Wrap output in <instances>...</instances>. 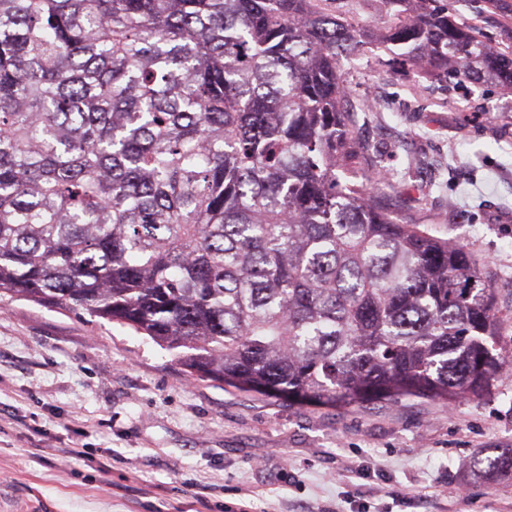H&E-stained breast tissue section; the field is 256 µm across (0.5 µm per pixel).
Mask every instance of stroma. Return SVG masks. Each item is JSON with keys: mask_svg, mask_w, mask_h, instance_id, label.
<instances>
[{"mask_svg": "<svg viewBox=\"0 0 512 512\" xmlns=\"http://www.w3.org/2000/svg\"><path fill=\"white\" fill-rule=\"evenodd\" d=\"M447 2L512 49V0ZM390 57L371 41L342 59L344 109L393 211L495 288L512 360V90ZM364 89L381 111H360ZM484 448H512V374L452 405L297 406L190 381L131 328L0 298V512H512V479L471 464Z\"/></svg>", "mask_w": 512, "mask_h": 512, "instance_id": "1", "label": "stroma"}]
</instances>
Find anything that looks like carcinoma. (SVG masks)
I'll list each match as a JSON object with an SVG mask.
<instances>
[{
	"label": "carcinoma",
	"instance_id": "1",
	"mask_svg": "<svg viewBox=\"0 0 512 512\" xmlns=\"http://www.w3.org/2000/svg\"><path fill=\"white\" fill-rule=\"evenodd\" d=\"M434 79L512 88L439 0H382ZM326 0H0V295L128 326L292 404L478 398L505 365L466 249L363 172ZM512 478V448L473 458Z\"/></svg>",
	"mask_w": 512,
	"mask_h": 512
}]
</instances>
